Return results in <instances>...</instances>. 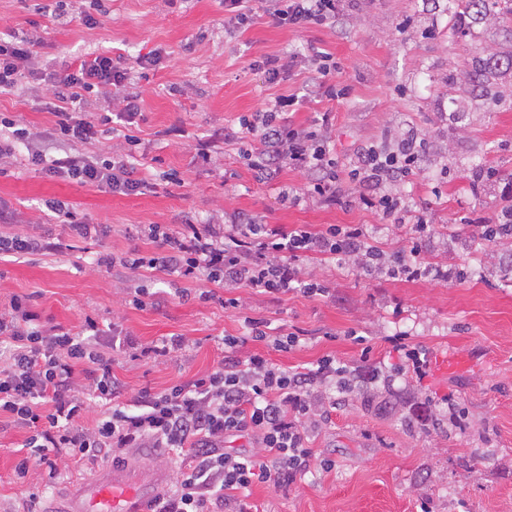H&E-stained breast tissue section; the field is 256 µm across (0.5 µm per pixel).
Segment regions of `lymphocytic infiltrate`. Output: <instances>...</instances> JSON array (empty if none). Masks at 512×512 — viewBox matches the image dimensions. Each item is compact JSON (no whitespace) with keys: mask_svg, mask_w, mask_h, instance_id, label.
Masks as SVG:
<instances>
[{"mask_svg":"<svg viewBox=\"0 0 512 512\" xmlns=\"http://www.w3.org/2000/svg\"><path fill=\"white\" fill-rule=\"evenodd\" d=\"M336 12L337 0H270L267 9L275 23L294 26L332 23ZM38 44L34 37L0 40L1 95L15 89ZM49 79L65 89L59 106L51 110V128L38 134L26 124L1 118L0 158L12 157L21 144L28 151L29 164L49 175L110 194L143 192L146 181L134 177L123 156L103 161L88 150L105 134L103 118L85 110L82 103L84 93L95 89L127 124L126 143H139L133 130L143 114L138 95L126 89L125 68L102 53L67 66L63 73L50 74ZM288 105L287 99H277L258 120L245 121L239 131L230 132V139L241 134L258 139L260 149L249 158L258 180L276 179L287 168L307 175L305 189L285 190L292 203L306 194L338 203L337 185L345 171L367 188L360 203L386 219L406 213L407 244L394 261H387L370 244L359 224H331L317 233L286 232L237 211L224 224L201 225L187 218L175 229L149 225L147 237L156 247L151 256L117 259L106 254L98 258V266L109 270L119 266L134 273L158 270L204 282L208 285L200 294L204 300L215 298L218 287L240 284L273 296L294 291L318 294V285L304 280L297 265L307 253L348 261L370 274L452 280L453 269L423 258V243L431 234L426 213L406 211L401 198L385 190L419 170L422 156L415 142L389 152L366 147L343 168L324 129L295 127ZM45 206L61 219L66 237L52 236L45 229L1 234V255L63 253L72 242L91 238V225L78 218L68 203L52 199ZM130 342L118 329L111 340H104L96 318L90 316L77 332L42 321L20 296L0 309V430L10 426L26 433V452L15 466L17 477H27L35 468L53 480L63 459L92 465L126 448L181 451L192 463L173 490L156 496L151 512H219L228 504L236 512H251L247 497L253 486L292 484L315 463L325 471L335 468V460L316 459L307 446L308 429L328 419L330 407L336 404L331 391L346 374L334 359H323L313 369L286 371L259 353L242 359L233 355L212 372L165 391L142 389L128 404L112 373L111 351ZM93 398L101 400L104 409L91 421L87 415ZM245 437L256 441L258 451L225 452L227 440Z\"/></svg>","mask_w":512,"mask_h":512,"instance_id":"lymphocytic-infiltrate-1","label":"lymphocytic infiltrate"}]
</instances>
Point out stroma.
I'll use <instances>...</instances> for the list:
<instances>
[{
    "label": "stroma",
    "instance_id": "35a3bbf8",
    "mask_svg": "<svg viewBox=\"0 0 512 512\" xmlns=\"http://www.w3.org/2000/svg\"><path fill=\"white\" fill-rule=\"evenodd\" d=\"M251 8L238 25L225 14L224 0H0V36L41 40L34 75L0 95V115L46 130L56 97L38 73L92 54L123 56L128 89L141 93L147 117L138 131L142 147L129 150L117 129L92 149L104 159L129 153L135 177L151 184L142 195H110L48 177L28 163L26 150L16 151L0 166V203L17 213L18 231L48 224L62 234L42 205L54 197L103 230L62 255L30 261L0 255V307L27 296L42 320L75 332L88 314L116 324L135 340L112 355V371L129 400L142 389L161 391L216 368L226 336L245 338L240 356L260 350L285 370L314 367L328 355L353 370L398 363L387 338L406 333L410 345L427 353L428 376L355 387L329 422L309 433L311 448L334 459L335 469L279 488L255 486L250 502L258 512H512V237L489 242L477 229L512 205V79L492 76L470 93L465 77L476 58L512 59V40L493 16L460 19L454 0H342L335 24L300 27L274 25L265 0H253ZM85 12L96 26L82 23ZM319 52L336 63L331 81L338 98L306 89L309 61ZM154 53L161 56L158 66L140 68L138 57ZM269 58L285 66L274 83L262 67ZM287 95L298 98L295 126L311 127L329 115L330 145L340 163L370 145L392 147L410 136L424 142L420 169L391 192L426 212L433 232L424 256L457 268L459 279L374 277L307 255L298 262L301 274L325 287L326 296L276 298L241 286L205 301L202 284L155 271L159 306L135 307L132 279L101 272L95 260L102 253L152 251L140 233L145 224L186 217L206 224L236 210L285 230L361 224L385 253L405 246V227L362 205L357 183L341 179L340 204L307 196L293 205L281 191L303 185L298 172L257 181L240 156L255 141H225V130L238 128L240 118ZM175 127L183 135H172ZM201 141L210 145V161L197 155ZM488 169L494 178L477 180ZM172 172L181 185L166 181ZM230 297L240 298L241 308L224 306ZM248 317L270 333L299 330L304 338L287 352L261 349L246 339ZM172 334L185 337L187 347L150 353ZM448 395L466 413L464 428L448 423ZM25 437L19 429L0 432V512H16L33 494L37 512H75L103 471L124 470L146 486L162 471L175 483L181 465L158 449L131 448L90 470L67 461L48 488L39 471L14 475Z\"/></svg>",
    "mask_w": 512,
    "mask_h": 512
}]
</instances>
